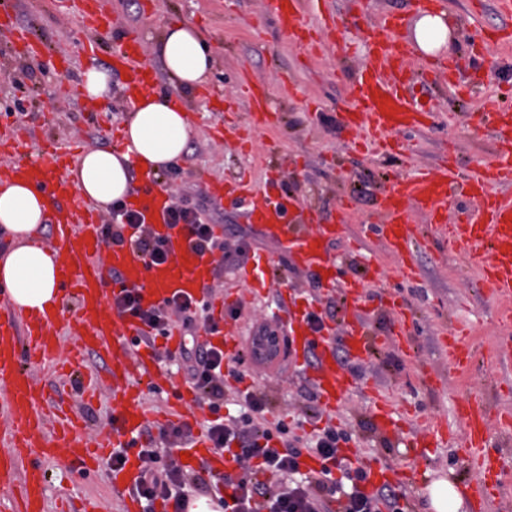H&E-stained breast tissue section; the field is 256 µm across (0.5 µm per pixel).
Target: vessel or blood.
<instances>
[{
	"label": "vessel or blood",
	"instance_id": "1",
	"mask_svg": "<svg viewBox=\"0 0 512 512\" xmlns=\"http://www.w3.org/2000/svg\"><path fill=\"white\" fill-rule=\"evenodd\" d=\"M325 0H273L270 11L282 34L294 45L311 42V27L305 20L309 8H318L321 30L344 32V17L324 9ZM405 20L385 11L370 22L364 38L361 66L351 85L356 101L354 109L343 111L339 127L349 137L367 132L383 156L410 155L411 149L396 139V132L433 127L435 114L415 91L416 79L444 77L453 79L457 63L440 59L422 63L413 70L414 56L403 34ZM0 29L15 33L19 53L30 64L40 62L41 52L18 31L15 12L7 0H0ZM121 79L127 99L152 91L156 72L145 56L136 30L124 32L120 49L110 62ZM242 99L250 115V129L268 125V88L249 77L241 81ZM482 123L494 133L492 161L473 175L462 174L455 158H443L437 168L421 167L411 175L396 178L380 199L376 221L367 225L369 234L394 255L411 251L414 215L424 217L432 235L451 230V251L479 268L480 282L490 288L503 303V312L512 316V198L499 194V187L512 185V85L505 86L499 99L492 101L481 115ZM0 146L7 148L8 176L28 181L45 199L52 228L51 244L58 252L60 292L75 304L74 344L78 353L89 352L106 365L112 381V397L117 405L115 421L100 443L101 448H123L137 455L145 444L143 432L149 411L136 387L139 378H148L158 391L174 386V376L160 366L161 350L174 351L181 344L178 327H171L160 346L141 343L148 330L137 316L122 313L114 305L115 296L124 288L138 289L143 307L155 306L180 292L203 299L207 281L214 269L209 255L192 244L183 225L167 222L169 194L155 176L141 178L139 189L129 206L143 224L164 238L168 259L153 265L136 249L124 245L105 250L102 224L86 204L76 187L63 175L65 158L53 151L21 152L11 148L8 133L0 132ZM210 194L231 198L244 207L249 220L261 227L263 236L273 241L278 251L261 254L236 273L246 287L265 285L281 260L291 269L318 270L322 285L331 293L343 295L351 311L340 328L325 327L313 331L307 316L313 312L310 302H298L296 296L283 294L282 309L288 316L289 352L295 359L308 361L309 376L327 410H336L341 400L359 390L360 383L345 366V359L363 361L375 350L397 346L404 355H412L411 335L414 319L396 294L378 297L388 310L393 324L382 338L368 336L360 315L366 303L367 285L381 275L369 268L364 278L348 276L342 261L327 251L329 241L340 238L341 225L304 222V213L294 197L280 192L276 183L255 189L245 178L210 187ZM118 271L120 281H112L110 271ZM56 321L47 317L33 319L16 309L0 289V497L13 488L25 495V512H40L47 475L43 459H67L80 473H88L89 446L84 443L81 425L64 410L65 390L49 394L34 376V364L59 361L61 344ZM204 343L224 351L226 363H233L242 350V338L236 323H225L221 333L205 335ZM448 359L459 369L471 368L476 353L467 335L451 329ZM369 412L376 431L391 437L398 431L387 400L369 391ZM467 422L460 438L459 453L470 464V477L464 486L480 504H489L502 488L504 473L497 435L512 432V413L501 414L489 423L486 412L468 405ZM437 437L429 431L426 438L413 444L415 464L399 470L379 461H366L369 487L388 483L399 488L425 487L432 479L421 462L427 459ZM207 464L215 478L231 472L233 464L214 454L207 439L197 436L184 470ZM139 470L133 466L112 475V487L121 494L127 512H142L139 498L131 491Z\"/></svg>",
	"mask_w": 512,
	"mask_h": 512
}]
</instances>
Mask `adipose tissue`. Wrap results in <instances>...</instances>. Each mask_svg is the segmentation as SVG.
<instances>
[{
  "mask_svg": "<svg viewBox=\"0 0 512 512\" xmlns=\"http://www.w3.org/2000/svg\"><path fill=\"white\" fill-rule=\"evenodd\" d=\"M154 51L169 76L187 89L202 83L214 64L202 34L186 22L166 25ZM190 136V119L179 100L145 94L132 106L123 150L87 149L70 174L82 196L104 209L133 194L132 168L159 173L182 158ZM45 218L44 202L27 182H0V228L15 237L14 246L0 254V284L10 302L27 313L50 311L60 302L59 262L37 242Z\"/></svg>",
  "mask_w": 512,
  "mask_h": 512,
  "instance_id": "ef3b65f1",
  "label": "adipose tissue"
}]
</instances>
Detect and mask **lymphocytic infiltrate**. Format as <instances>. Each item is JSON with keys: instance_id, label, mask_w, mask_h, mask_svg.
I'll list each match as a JSON object with an SVG mask.
<instances>
[{"instance_id": "1", "label": "lymphocytic infiltrate", "mask_w": 512, "mask_h": 512, "mask_svg": "<svg viewBox=\"0 0 512 512\" xmlns=\"http://www.w3.org/2000/svg\"><path fill=\"white\" fill-rule=\"evenodd\" d=\"M170 223L184 225L196 249L204 253L221 251L225 267L238 264V252L215 236L213 227L201 218L199 205L188 199L170 203ZM132 234H125V227ZM107 243H129L153 264L167 259L164 240L146 228L139 216L124 203L111 207V220L103 225ZM116 307L138 316L155 335H167L173 319H180L184 341L175 357L185 379L199 399L212 412L203 430L215 453L230 454L232 461L245 470V477L225 475L224 486L230 489L229 512H331L332 502L343 504L342 512H402L401 495L389 485L375 491L365 489L367 472L343 456V445L353 440L351 432L332 425L314 428L309 436H301V417L291 420H268V403L255 385L246 384L247 370L239 365L225 366L223 349L198 343L197 331H218L219 322L207 301L195 300L188 294H176L164 305L145 308L136 289L123 291L115 299ZM242 383L239 398L246 411L240 417L224 420L219 411L224 406V380ZM194 439L189 424L169 423L160 426L157 438L148 439L141 449L140 475L135 482L144 512L156 507L169 512H185L189 497L208 491L209 483L202 475L187 474L169 458L173 444L190 445ZM278 447H270V440ZM319 459V470H303V457Z\"/></svg>"}]
</instances>
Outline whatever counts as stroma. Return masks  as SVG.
Wrapping results in <instances>:
<instances>
[{
  "label": "stroma",
  "instance_id": "stroma-1",
  "mask_svg": "<svg viewBox=\"0 0 512 512\" xmlns=\"http://www.w3.org/2000/svg\"><path fill=\"white\" fill-rule=\"evenodd\" d=\"M66 0H13L17 23L28 31L36 44L45 46L43 66L33 69L28 86L35 89L33 107L27 115L9 116L14 106L13 91L5 74L24 67L8 36L0 34V122L13 121L30 146L55 143L69 148L73 141L85 146L117 148L123 141L124 122L130 109L120 94L108 103H97L86 110L83 97L69 92V76H81L88 63L78 41L85 35L76 18L64 12ZM341 14L358 15L344 40L359 46L368 21L385 8L403 10L406 0H332ZM266 0H102L112 17L111 31H99V69L109 67V58L118 47L124 31L137 30L149 60L157 72V90L177 94L187 105L193 133L179 172L167 180L173 196H187L203 203L212 222L233 227L232 245L243 248V261L257 252H272L276 246L264 239L255 225L249 224L233 201L213 199L207 192L225 178L247 175L255 187H264L278 178L281 191L300 197L314 207L320 218L333 219L345 227V235L329 250L345 257L351 246H358L360 259L350 260L358 267L367 260L383 273L382 282L373 284L372 293H398L415 319L414 358L407 361L397 350L385 348L364 364L362 382L380 390L398 408L397 421L403 436L383 438L374 429L368 400L357 391L344 399L331 421L350 431L356 441L353 449L365 459L377 458L402 468L410 463L406 437L420 431L421 415H428L434 427L446 430L449 443L432 454L427 464L437 477L460 481L468 477V463L456 453L464 422L457 415L458 404L472 401L483 405L489 416L512 408V356L504 358L494 371L477 366L467 373L457 372L448 362L445 342L451 328L469 329L478 355H486L498 337L507 330L494 318L499 304L489 289L479 287L474 265L453 253L439 255L432 241L423 237L424 220L414 216L411 228L419 235L412 261L420 270L419 284L399 283L398 259L381 243L363 237L362 226L375 216L380 189L384 184L413 167L437 166L447 151H454L459 165L467 171L492 158L493 142L485 128L477 127L476 116L495 98L506 79L512 78V43H491L480 49L479 70L464 68L465 80L477 81L479 96L458 101L446 88L426 91L441 124L434 130L401 134L400 139L414 149L411 160L379 161L369 147L349 143L337 127L342 109L355 100L340 75V63L356 67L357 59L342 60L340 52L324 47L309 52L288 42L265 9ZM447 16L469 17L473 26L496 30L512 27V18L499 13L495 0H443ZM185 21L197 27L210 47L215 65L205 84L198 88L176 89L160 57L152 47L165 26ZM263 81L269 89L270 127L248 131L239 140L237 131L246 128L249 112L238 99L242 74ZM348 209H341V202ZM311 271H284L278 290L252 295L238 285L234 271L216 267L211 281L219 305L216 316L239 312L244 335L251 336L262 325L280 327L276 314L277 291L295 294L300 299L316 296ZM256 381L268 394L274 415L300 412L309 381L303 366L284 356L273 367L254 365ZM89 423L88 438H95L100 427L112 425L115 403L106 375H99L94 397L77 395ZM108 457H101L90 476L72 473L67 463L51 459L46 463L48 484L44 512L67 508L77 512L86 497H96L102 512H122L112 496V477Z\"/></svg>",
  "mask_w": 512,
  "mask_h": 512
}]
</instances>
